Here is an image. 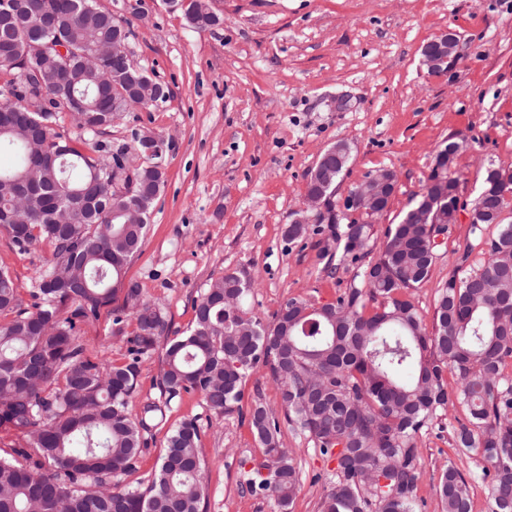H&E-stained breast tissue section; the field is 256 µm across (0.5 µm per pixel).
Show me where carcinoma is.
Listing matches in <instances>:
<instances>
[{
  "instance_id": "cac0c4a2",
  "label": "carcinoma",
  "mask_w": 512,
  "mask_h": 512,
  "mask_svg": "<svg viewBox=\"0 0 512 512\" xmlns=\"http://www.w3.org/2000/svg\"><path fill=\"white\" fill-rule=\"evenodd\" d=\"M175 2L195 28L221 22L206 0ZM124 24L97 0H0V228L21 253L50 245L30 305L0 269V316L8 317L0 320V431L17 438L12 452L24 460L0 456V512H203L206 461L195 417L168 430L150 485L112 482L138 469L144 433L172 400L196 393L209 411L230 414L260 363L292 430L336 462L320 512H417L416 439L438 411L457 406L469 424L453 436L459 463L442 473L441 512H472L459 464L473 457L485 463L491 512H512V378L503 374L512 329L501 327L512 319V220L502 217L512 201L500 192L476 198L472 231L494 233L480 238L482 259L469 262L471 246L458 257L429 333L411 294L436 260L431 218L449 217L448 205L458 202L457 181L447 176L425 186L369 261L372 224L351 219L342 228L328 203L318 215L329 231L319 259L329 268L340 251L359 264L333 302L290 298L265 323L245 308L242 274L212 280L195 301L189 333L166 343L156 383L163 399L131 413L141 360L167 326L162 307L124 281L165 185L164 156L132 168L128 155L146 154L153 136L112 142L57 131L72 114L96 135L120 113L169 98L120 52L88 64L124 40ZM35 42L51 47L36 52ZM460 148L448 140L436 167L448 171ZM350 156L344 142L328 147L307 191L333 198ZM120 292L112 334L129 336L126 361L93 360L77 322L99 318ZM250 427L262 457L242 484L289 512L300 474L279 421L257 400Z\"/></svg>"
}]
</instances>
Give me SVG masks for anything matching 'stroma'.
<instances>
[{
    "label": "stroma",
    "instance_id": "35a3bbf8",
    "mask_svg": "<svg viewBox=\"0 0 512 512\" xmlns=\"http://www.w3.org/2000/svg\"><path fill=\"white\" fill-rule=\"evenodd\" d=\"M144 2V15L130 20L132 58L171 96L123 113L104 137L127 140L141 130L167 144L165 186L125 278L163 307L168 336L189 327L194 301L228 272L252 279L248 305L267 322L292 297L334 301L352 272L328 276L318 259L325 234L312 222L303 238L285 239L306 205L317 158L340 141L351 148L334 197L339 206L368 173H394L389 205L371 220L380 241L422 192L452 136L462 148L448 175L458 182L462 208L413 295L425 324L433 325L452 262L476 240L467 206L488 161L512 170V0H208L223 22L203 30L165 0ZM451 31L459 37V60L446 72L428 73L424 45ZM48 251L43 243L18 252L0 230V267L22 299H29ZM77 330L91 356L124 360L128 344L112 335L108 315ZM257 399L280 406L264 367L250 375L231 414H213L196 394L173 400L128 484L147 482L167 430L196 416L208 462L204 512H278L273 499L240 485L242 471L262 456L249 427ZM466 420L460 408L440 412L417 438L421 512H441L437 487L445 465L457 459L451 436ZM281 441L301 476L290 512H320L334 462L290 427H282Z\"/></svg>",
    "mask_w": 512,
    "mask_h": 512
}]
</instances>
